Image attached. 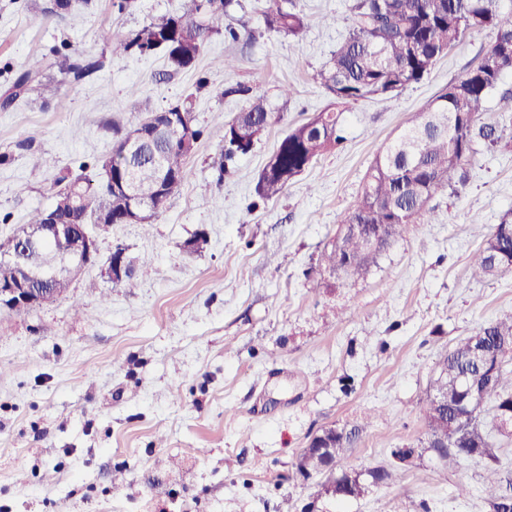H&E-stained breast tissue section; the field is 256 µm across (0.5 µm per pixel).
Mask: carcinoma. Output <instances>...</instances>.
Returning <instances> with one entry per match:
<instances>
[{
    "mask_svg": "<svg viewBox=\"0 0 512 512\" xmlns=\"http://www.w3.org/2000/svg\"><path fill=\"white\" fill-rule=\"evenodd\" d=\"M179 13L152 20L127 33L103 29L100 39L112 56H149L165 53L170 73L192 68L205 45L216 35L235 41L237 32L224 30L214 22L241 7L240 0H183ZM262 14L264 27L284 36L296 37L309 28L310 19L297 9L294 0H268ZM79 0H51L45 12L64 17L75 10ZM354 20L347 34L336 44L329 59L316 74V80L331 98V103L308 121L288 130L277 143L261 169L255 193L262 202L278 198L288 184L301 176L320 156L336 149L344 140V106L369 97H391L425 80L437 61L468 34L496 30V40L481 62L448 84V88L417 113L415 119L375 157L353 207L341 219L343 224H363L365 229L383 227L386 236L379 248L367 250L361 238L339 232L336 242L324 252L323 262L333 272L362 277L378 264L390 244L412 224H428L433 209L429 202L463 182L464 171L477 155V142L495 145L502 139L498 126L481 122L485 103L508 72H512V0H355ZM102 68L99 58L57 51L43 63L36 61L19 72L0 94V108L8 110L21 97L36 90L51 96L66 85L83 83ZM226 96H241L246 106L224 126V145L219 171L240 156L253 151L259 132L275 120L279 107L269 97L237 84L224 89ZM177 116L182 136L198 142L203 131L194 125L192 102L185 98L166 108ZM129 134L126 128H113L112 182L93 183L84 174L88 168L100 169L101 161L79 166L80 173L56 178L53 207L57 218L67 224H123L129 197L115 191L122 181L153 188L170 182L172 189L157 190L148 204L150 215L144 225L163 215L172 196L187 175V160L192 150L173 146L158 138L153 149L127 162L120 155ZM14 251L21 263H0V284L25 276L23 263L37 262L26 254L16 237L0 239L1 251ZM512 257V211L495 225L484 246L477 250L470 269L475 277L494 274L493 258ZM72 279L60 274L37 288H51L67 294ZM477 335L459 340L444 357L437 378L423 400L427 440L432 452L442 461L457 465L469 458L485 461L489 512H502L512 502V478H503L491 451L489 429L499 428L503 415H512V314L483 325ZM499 357L498 367L483 365L477 349ZM465 379L482 392V402L493 403L494 420L487 422L484 407L468 409L457 379ZM448 396V405H437V398ZM363 426L338 428L332 438V457L336 471L328 481H336V499L355 500L369 486L390 480L404 468L400 448L389 450V465L368 472L370 480L344 468L347 452L354 447ZM446 442L448 447L438 444ZM296 469L306 471L309 480L326 473L322 456L305 448L297 457Z\"/></svg>",
    "mask_w": 512,
    "mask_h": 512,
    "instance_id": "carcinoma-1",
    "label": "carcinoma"
}]
</instances>
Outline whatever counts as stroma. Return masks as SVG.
I'll list each match as a JSON object with an SVG mask.
<instances>
[{
  "label": "stroma",
  "instance_id": "obj_1",
  "mask_svg": "<svg viewBox=\"0 0 512 512\" xmlns=\"http://www.w3.org/2000/svg\"><path fill=\"white\" fill-rule=\"evenodd\" d=\"M314 23L294 42L264 30L266 0L218 19L194 69L165 82L164 57L106 59L92 79L0 110V238L51 206L59 174L112 152V127L191 98L203 135L187 178L150 228L91 227L101 257L123 248L149 273L115 288L87 268L66 297L0 312V512H292L319 481L296 478L299 451L321 429L362 424L346 468L421 454L360 499L326 512H488L484 462L443 467L426 439L421 401L457 340L512 313V272L473 279L469 257L512 209V112L487 102L504 142L481 148L458 193L432 200L365 278L339 284L320 266L380 148L468 67L496 33H472L421 83L348 105L344 142L278 200L257 203V176L290 128L329 103L315 76L352 22L354 0H296ZM47 0H0V90L57 50L102 53L101 29L126 31L179 10L181 0H112L57 18ZM237 58L224 70V56ZM241 83L287 105L254 150L220 169L224 125L245 106ZM206 235L202 251L187 242ZM179 469H169L168 457ZM122 484H114L115 474ZM466 495H459V487Z\"/></svg>",
  "mask_w": 512,
  "mask_h": 512
}]
</instances>
